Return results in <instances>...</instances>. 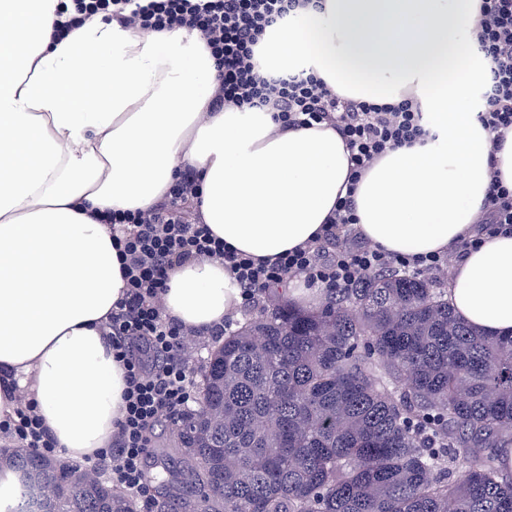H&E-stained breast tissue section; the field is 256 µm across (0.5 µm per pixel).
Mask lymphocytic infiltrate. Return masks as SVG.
Returning <instances> with one entry per match:
<instances>
[{"mask_svg":"<svg viewBox=\"0 0 512 512\" xmlns=\"http://www.w3.org/2000/svg\"><path fill=\"white\" fill-rule=\"evenodd\" d=\"M305 0H61L58 31L80 26L100 15L149 33L173 28L197 32L216 59L219 75L213 93L215 109H257L272 113L281 130L316 124L336 129L349 152L346 194L328 216L321 236L311 244L272 261L226 248L199 210L198 178L180 174L168 193L151 208L115 211L101 220L118 229L119 259L126 291L107 324L115 357L128 372L123 415L110 448L89 458L93 472L106 473L130 494L144 497L143 461L153 446L159 421L182 423L195 402L194 354L184 347L182 325L163 316L162 296L171 271L190 260L224 262L241 290L245 307L258 308L267 291L288 277H303L309 286L341 290L361 284L370 274L391 268L441 279L462 259L457 250L426 256L394 255L372 245L359 233L354 195L363 174L386 149L411 145L430 136L424 112L413 92L395 106H377L335 93L320 78L305 72L261 75L256 48L265 30L294 17ZM483 75L478 118L493 143L512 129V0H477L469 21ZM478 221L484 236L512 232V189L492 178ZM346 244L328 251L338 238ZM0 433L22 447L54 454L41 419L32 407L0 422Z\"/></svg>","mask_w":512,"mask_h":512,"instance_id":"obj_1","label":"lymphocytic infiltrate"}]
</instances>
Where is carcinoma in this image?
<instances>
[{
  "mask_svg": "<svg viewBox=\"0 0 512 512\" xmlns=\"http://www.w3.org/2000/svg\"><path fill=\"white\" fill-rule=\"evenodd\" d=\"M175 428L156 512H512V337L474 330L448 290L382 271L304 310L273 295L224 334ZM13 512H139L78 465L18 449ZM65 469L69 493L43 486Z\"/></svg>",
  "mask_w": 512,
  "mask_h": 512,
  "instance_id": "carcinoma-1",
  "label": "carcinoma"
}]
</instances>
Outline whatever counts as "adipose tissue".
<instances>
[{
  "instance_id": "adipose-tissue-1",
  "label": "adipose tissue",
  "mask_w": 512,
  "mask_h": 512,
  "mask_svg": "<svg viewBox=\"0 0 512 512\" xmlns=\"http://www.w3.org/2000/svg\"><path fill=\"white\" fill-rule=\"evenodd\" d=\"M475 0H323L268 28L264 72L313 70L343 96L397 103L411 87L434 136L390 149L355 195L358 227L390 253L426 255L470 233L491 173L512 187V132L492 147L466 92L479 83ZM57 0H0V420L32 405L57 451L108 447L126 371L108 318L125 281L111 225L183 171L225 245L272 258L305 244L346 193L349 154L328 127L279 131L271 113L213 111L215 60L194 33L96 18L56 36ZM448 298L474 329L512 333V234L468 250ZM241 302L218 261L175 268L166 318L199 333Z\"/></svg>"
}]
</instances>
